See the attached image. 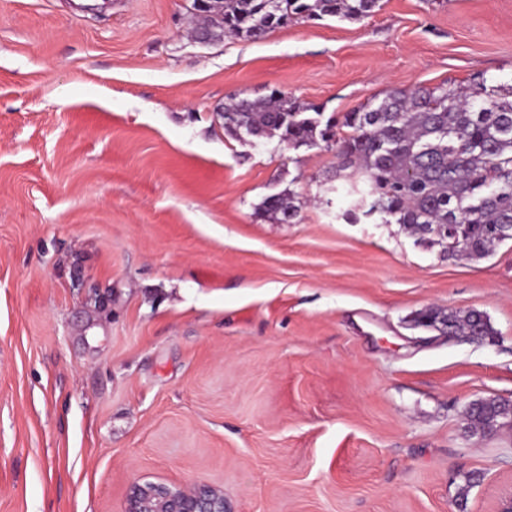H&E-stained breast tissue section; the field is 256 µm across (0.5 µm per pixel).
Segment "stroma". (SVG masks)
<instances>
[{
	"mask_svg": "<svg viewBox=\"0 0 512 512\" xmlns=\"http://www.w3.org/2000/svg\"><path fill=\"white\" fill-rule=\"evenodd\" d=\"M195 23L193 0H0V512H122L140 479L213 484L226 512H492L512 429L466 410L512 401V240L448 257L364 216L335 150L222 110L510 85L512 0ZM429 309L483 313L495 344L414 326ZM263 208L269 218L277 223L289 222L296 215L291 198L282 194L267 197L263 202ZM481 400H475L476 405ZM471 403V404H472ZM467 420L469 428L474 434H484L491 429L511 426L512 417L506 412V402L496 398L483 399L480 407H469L467 411Z\"/></svg>",
	"mask_w": 512,
	"mask_h": 512,
	"instance_id": "obj_1",
	"label": "stroma"
}]
</instances>
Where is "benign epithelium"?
Wrapping results in <instances>:
<instances>
[{
	"mask_svg": "<svg viewBox=\"0 0 512 512\" xmlns=\"http://www.w3.org/2000/svg\"><path fill=\"white\" fill-rule=\"evenodd\" d=\"M124 512H225L224 493L205 484L186 488L174 482H134Z\"/></svg>",
	"mask_w": 512,
	"mask_h": 512,
	"instance_id": "1",
	"label": "benign epithelium"
}]
</instances>
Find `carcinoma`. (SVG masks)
<instances>
[{
    "label": "carcinoma",
    "mask_w": 512,
    "mask_h": 512,
    "mask_svg": "<svg viewBox=\"0 0 512 512\" xmlns=\"http://www.w3.org/2000/svg\"><path fill=\"white\" fill-rule=\"evenodd\" d=\"M379 0H224L220 17L205 18L235 36L255 38L291 18L359 20ZM321 112L275 92L263 99L224 104V127L235 135L274 133L295 147L336 140V124ZM349 129L339 146V170L360 174L371 197L364 215L383 203L385 223L401 224L421 240L442 245L453 258L479 259L512 240V86L487 84L483 76L466 86L393 90L344 116ZM277 223L293 219L291 198L271 195L263 202ZM434 329L454 327L463 336H493L479 312L427 311L417 317ZM474 434L512 424L506 402L484 399L467 411Z\"/></svg>",
    "instance_id": "cac0c4a2"
}]
</instances>
